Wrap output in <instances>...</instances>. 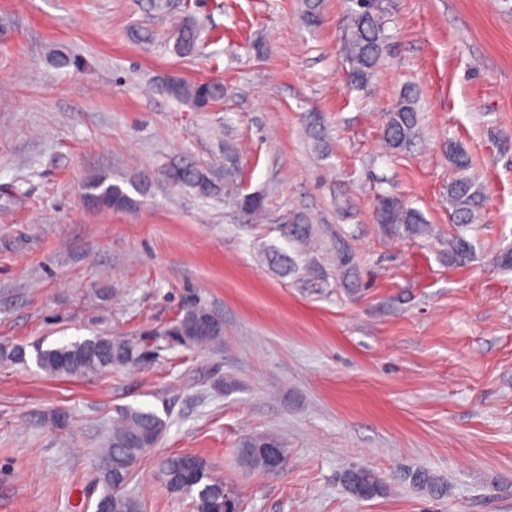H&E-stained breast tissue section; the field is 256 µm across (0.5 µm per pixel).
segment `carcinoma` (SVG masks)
<instances>
[{
  "mask_svg": "<svg viewBox=\"0 0 512 512\" xmlns=\"http://www.w3.org/2000/svg\"><path fill=\"white\" fill-rule=\"evenodd\" d=\"M349 21L344 48L348 63L347 81L356 88L366 87L376 75L384 51L387 35L383 22V0H348ZM198 31L190 24H182L177 30L176 50L182 54L193 51ZM167 93L187 102L197 109H206L224 99V85L218 82L187 83L171 80L166 84ZM421 133L417 99L413 90L403 91L399 101L385 115L383 138L386 146L394 151L410 149ZM224 181H219L208 169L196 165H180L168 171L173 186L188 189L200 197H212L221 193L234 194L237 205L252 219L258 221L265 214L261 194L243 195L233 190L232 170L235 155L231 148L224 153ZM448 160L460 172L469 167L463 147L448 143ZM90 200L115 210L129 209L134 200L118 184H107L98 179L88 186ZM448 202L458 224L466 226L474 219L482 204V195L475 183L462 175L448 185ZM376 221L391 234L421 236L429 228L421 212L401 199L382 195L376 201ZM279 231L285 239L300 246L307 244L311 229L307 218L299 213L282 217ZM267 264L282 274L295 268L294 260L278 248L264 252ZM473 258L472 245L462 235L448 243V260L459 266ZM209 309L200 304L184 310L164 334L183 347H199L216 344L224 336V327L210 331L201 330L208 321ZM36 362L51 375L74 376L102 369L133 363L141 353L128 342L108 336H94L81 341L69 342L54 348L35 349ZM165 429V421L152 409L126 407L112 418L106 430L98 479L104 485L114 487L113 494L104 500L102 512H139L140 505L127 492L132 478L134 463L148 449L154 447ZM284 449L280 438L272 434L249 436L241 440L237 451L239 463L250 470L271 471L268 449ZM162 472L172 478L168 490L192 499L194 512H239L236 500H227L221 483L212 477L205 462L193 455L178 454L166 459ZM410 484L417 490L440 497L448 493V483L428 470L409 473ZM343 484L347 492L361 500L373 499L383 494L382 482L370 470L352 468L345 472Z\"/></svg>",
  "mask_w": 512,
  "mask_h": 512,
  "instance_id": "1",
  "label": "carcinoma"
}]
</instances>
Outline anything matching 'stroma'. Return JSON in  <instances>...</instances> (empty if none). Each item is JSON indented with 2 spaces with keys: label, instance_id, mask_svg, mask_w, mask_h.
<instances>
[{
  "label": "stroma",
  "instance_id": "35a3bbf8",
  "mask_svg": "<svg viewBox=\"0 0 512 512\" xmlns=\"http://www.w3.org/2000/svg\"><path fill=\"white\" fill-rule=\"evenodd\" d=\"M384 5L383 60L355 90L347 0H322L314 26L303 0H0V345L26 351L0 361V512H95L102 434L125 406L167 423L128 485L141 512H193L157 480L174 453L204 459L240 512H512V0ZM185 20L200 30L188 56L173 37ZM60 48L81 70L54 66ZM173 78L221 82L224 99L195 109L166 94ZM409 85L422 136L395 155L384 115ZM452 140L483 192L464 267L448 260ZM228 143L263 223L165 178L223 171ZM99 178L134 207L88 204ZM381 194L429 233L385 232ZM297 212L314 250L276 229ZM271 245L294 272L267 265ZM196 301L222 320L220 347L164 337ZM98 335L141 359L72 377L36 363V347ZM260 434L286 449L277 472L238 462ZM352 466L385 494H348ZM418 468L449 495L414 489Z\"/></svg>",
  "mask_w": 512,
  "mask_h": 512
}]
</instances>
